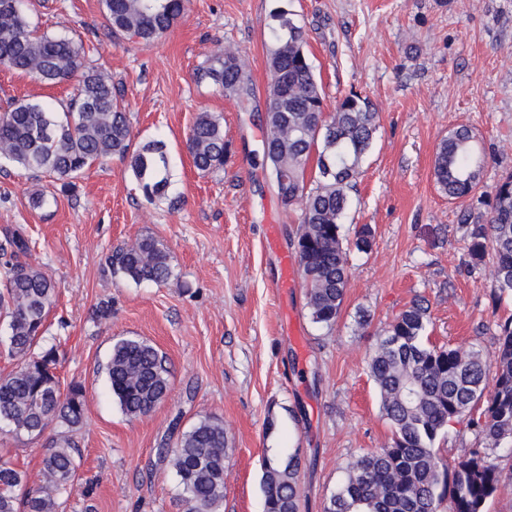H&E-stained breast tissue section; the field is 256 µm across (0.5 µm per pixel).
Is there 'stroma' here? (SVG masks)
<instances>
[{
    "instance_id": "35a3bbf8",
    "label": "stroma",
    "mask_w": 512,
    "mask_h": 512,
    "mask_svg": "<svg viewBox=\"0 0 512 512\" xmlns=\"http://www.w3.org/2000/svg\"><path fill=\"white\" fill-rule=\"evenodd\" d=\"M282 2L305 30L327 105L354 91L378 115L344 218L349 280L330 327L312 322L303 282L282 285L299 211L282 206L252 120L265 108L271 13ZM28 14L39 31L89 47L90 62L124 90L134 144L165 142L171 182L166 198L147 200L111 157L82 174L74 195L58 196L49 177L0 169V233L19 230L29 261L55 282L45 339L60 344L62 385L85 390L62 512H186L158 450L205 416L228 437L219 512H264L263 458L273 449L300 457L301 512H324L347 464L390 443L367 370L388 323L420 297L433 344L489 353L496 321L512 314V299L494 295L492 265L468 273L460 204L433 178L437 144L462 125L486 155L481 194L512 173V0H187L150 44L112 37L100 0H29ZM224 46L250 61L248 110L194 78ZM72 90L0 69V108L13 98L59 103ZM203 111L224 125L219 172L198 171L186 149ZM37 192L50 198L40 210L28 204ZM363 224L374 231L366 254L354 246ZM144 235L170 255L168 284L105 270L113 249ZM106 303L110 315L97 316ZM128 338L153 344L170 367L166 398L137 418L123 413L105 372ZM0 454L39 482L42 442L0 435Z\"/></svg>"
}]
</instances>
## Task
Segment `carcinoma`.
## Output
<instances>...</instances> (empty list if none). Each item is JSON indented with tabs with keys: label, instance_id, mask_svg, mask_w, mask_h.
<instances>
[{
	"label": "carcinoma",
	"instance_id": "1",
	"mask_svg": "<svg viewBox=\"0 0 512 512\" xmlns=\"http://www.w3.org/2000/svg\"><path fill=\"white\" fill-rule=\"evenodd\" d=\"M106 27L114 34L146 43L162 37L183 11V0H101ZM268 49L269 110L264 156L284 208L299 203L296 230L299 274L316 324L336 323L349 278L343 246V219L350 192L377 131L370 102L350 93L327 112L322 89L305 51V32L285 7L272 12ZM0 67L26 74L48 86L79 77L74 94L57 111L53 104L13 99L0 114V168L21 167L54 179L63 195L77 188L85 170L107 157L126 162L153 200L170 185L166 144L150 140L133 146L124 94L112 78L87 63L84 44L66 34H39L32 28L26 0H0ZM228 98L244 102L252 93L250 70L235 53L221 49L196 72ZM473 133L460 126L437 147L434 176L450 200L475 195L484 158L475 154ZM194 167L224 170V126L201 112L186 141ZM315 170L307 174L310 163ZM485 220L461 212L471 270L487 257L495 264L497 297L512 296V175L496 187ZM29 241L7 231L0 238V319L7 322V352L22 366L0 376V421L10 431L36 440L57 422L69 429L84 417L83 389L61 393L59 346L41 340L56 286L25 260ZM107 270L135 283L163 284L173 277L170 257L152 236L111 251ZM428 307L415 299L378 337L368 355L369 374L393 437L389 446L367 453L345 469L325 512H486V505L512 483L493 454L512 447V316L497 323L495 349L488 359L478 351L437 346L429 341ZM113 395L122 411L136 418L166 396L170 370L166 356L135 339L115 344L106 365ZM466 422L486 445L473 448L453 464L435 449L438 435L452 422ZM224 425L204 417L184 432L170 459L187 512H216L224 500ZM67 437L48 445L40 484L0 455V512H58L57 498L73 480L76 465ZM300 461L297 455L265 460L262 491L265 512H299Z\"/></svg>",
	"mask_w": 512,
	"mask_h": 512
}]
</instances>
